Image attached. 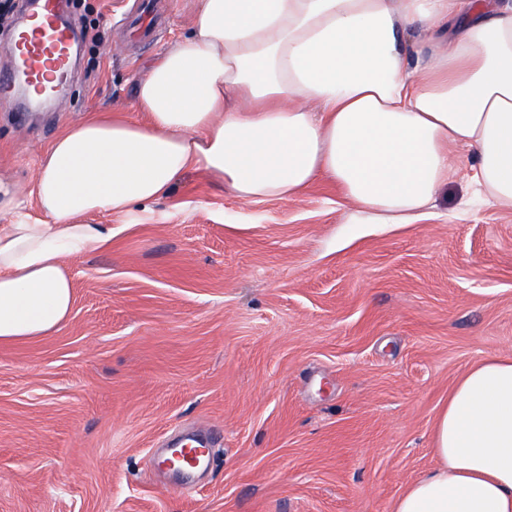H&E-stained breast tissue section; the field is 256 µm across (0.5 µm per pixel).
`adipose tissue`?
I'll return each instance as SVG.
<instances>
[{"label": "adipose tissue", "mask_w": 512, "mask_h": 512, "mask_svg": "<svg viewBox=\"0 0 512 512\" xmlns=\"http://www.w3.org/2000/svg\"><path fill=\"white\" fill-rule=\"evenodd\" d=\"M468 149L472 179L512 208V0H199L153 62L132 113L65 127L39 162L36 213L0 180V342L69 316L64 258L200 171L239 199H288L320 180L356 210L407 224ZM438 465L394 512H512V357L457 381L433 428Z\"/></svg>", "instance_id": "obj_1"}]
</instances>
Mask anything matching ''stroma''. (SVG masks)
I'll return each instance as SVG.
<instances>
[{
    "mask_svg": "<svg viewBox=\"0 0 512 512\" xmlns=\"http://www.w3.org/2000/svg\"><path fill=\"white\" fill-rule=\"evenodd\" d=\"M198 6L83 43L42 108L0 94V174L29 191L64 127L129 110ZM453 155L411 224L362 223L324 182L243 202L197 171L147 210L85 216L112 239L65 259L69 318L0 345V512H393L437 464L457 379L512 356V208ZM180 433L214 439L186 488L159 468Z\"/></svg>",
    "mask_w": 512,
    "mask_h": 512,
    "instance_id": "1",
    "label": "stroma"
}]
</instances>
